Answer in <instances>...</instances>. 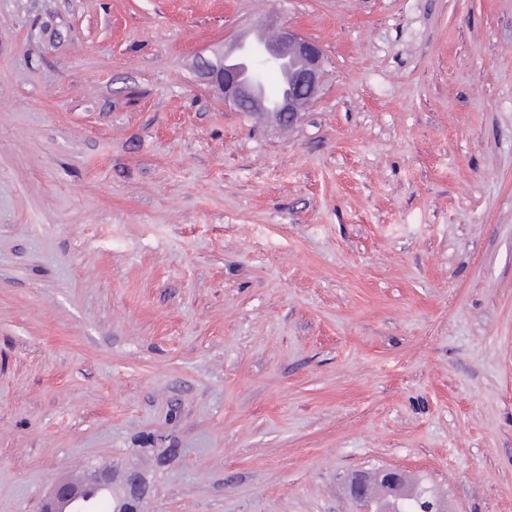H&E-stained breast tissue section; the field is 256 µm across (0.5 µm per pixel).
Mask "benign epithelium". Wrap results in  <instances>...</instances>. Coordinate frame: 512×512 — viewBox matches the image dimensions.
Returning a JSON list of instances; mask_svg holds the SVG:
<instances>
[{
	"label": "benign epithelium",
	"instance_id": "benign-epithelium-1",
	"mask_svg": "<svg viewBox=\"0 0 512 512\" xmlns=\"http://www.w3.org/2000/svg\"><path fill=\"white\" fill-rule=\"evenodd\" d=\"M272 34L250 45L246 56H240L242 43L215 51L210 57L201 56L195 67L201 81L216 88L224 103L239 112H267L281 126L293 124L304 106L321 91L324 78V55L318 43L305 37L288 24H271ZM268 66L289 73L288 87L276 104L268 106L261 93L262 69ZM88 480L98 488L112 489V471L94 469ZM145 482L135 467L126 469L124 496L126 512H136L135 504L144 496ZM79 499L76 485L69 480L55 482L44 499L43 512H60ZM349 499L358 512L366 510L368 493L360 480L352 483Z\"/></svg>",
	"mask_w": 512,
	"mask_h": 512
}]
</instances>
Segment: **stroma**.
I'll use <instances>...</instances> for the list:
<instances>
[{"label":"stroma","instance_id":"obj_1","mask_svg":"<svg viewBox=\"0 0 512 512\" xmlns=\"http://www.w3.org/2000/svg\"><path fill=\"white\" fill-rule=\"evenodd\" d=\"M277 19L297 123L193 71ZM512 512V0H0V512ZM145 482L142 478L141 472L135 467L126 469L124 478V496L126 505H122L121 497L112 496V512H134L136 511V504L145 493ZM123 508L124 511H117ZM410 487L412 492L406 493V488ZM412 498V502L429 501L436 506H440V500L436 496L433 486L427 484L421 477L404 479L400 487L396 491L386 488L383 484L375 483L371 490V501L373 506L372 512H402L396 510L401 504ZM76 485L69 480H58L44 499L42 508L44 512H58L63 505H71L79 499Z\"/></svg>","mask_w":512,"mask_h":512}]
</instances>
